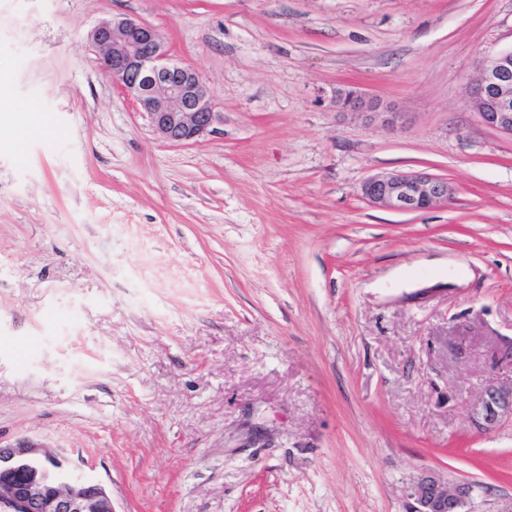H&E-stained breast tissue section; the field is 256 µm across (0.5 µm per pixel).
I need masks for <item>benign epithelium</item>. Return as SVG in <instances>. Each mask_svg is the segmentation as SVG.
I'll use <instances>...</instances> for the list:
<instances>
[{"mask_svg":"<svg viewBox=\"0 0 512 512\" xmlns=\"http://www.w3.org/2000/svg\"><path fill=\"white\" fill-rule=\"evenodd\" d=\"M88 40L100 70L146 113L155 132L172 144H187L213 131L220 113L214 95L189 65L167 61L156 30L131 17L99 22ZM467 104L481 121L512 134V50L487 58ZM336 106L378 115L379 103L354 91L336 97ZM361 197L374 207L411 213L446 203L447 179L417 172L378 174L364 181ZM512 417V388L485 387L470 420L480 431ZM471 487L424 475L413 485L410 512H466ZM0 512H116L112 496L99 483L77 475L64 457L28 444L0 445Z\"/></svg>","mask_w":512,"mask_h":512,"instance_id":"obj_1","label":"benign epithelium"}]
</instances>
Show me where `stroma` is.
I'll use <instances>...</instances> for the list:
<instances>
[{"label":"stroma","instance_id":"obj_1","mask_svg":"<svg viewBox=\"0 0 512 512\" xmlns=\"http://www.w3.org/2000/svg\"><path fill=\"white\" fill-rule=\"evenodd\" d=\"M128 16L223 119L164 142L88 33ZM512 0H0V443L117 512H512V135L466 105ZM398 112L341 111L339 92ZM448 179L399 213L370 176ZM361 197L371 206L411 213L448 203L453 188L446 178L417 172L378 174L364 181ZM504 416L512 417V385L508 390L488 385L481 400L472 408V425L480 431L489 432L497 428ZM470 493L468 483L449 484L434 475H424L412 487L409 512H466Z\"/></svg>","mask_w":512,"mask_h":512}]
</instances>
